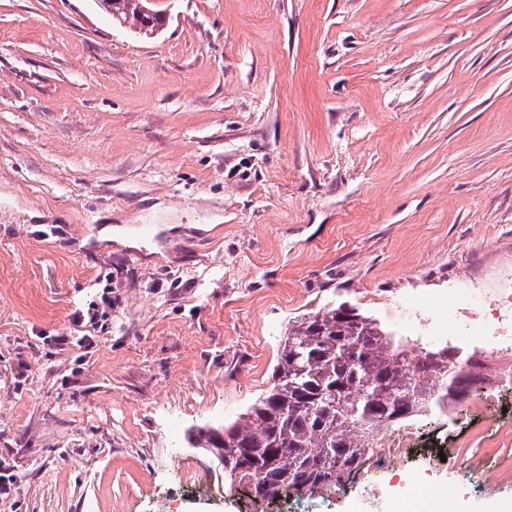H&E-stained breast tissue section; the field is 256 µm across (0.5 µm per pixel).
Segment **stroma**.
I'll use <instances>...</instances> for the list:
<instances>
[{
    "label": "stroma",
    "instance_id": "stroma-1",
    "mask_svg": "<svg viewBox=\"0 0 512 512\" xmlns=\"http://www.w3.org/2000/svg\"><path fill=\"white\" fill-rule=\"evenodd\" d=\"M153 2L145 37L0 0V512H278L188 432L268 389L289 321L344 302L426 336L512 277V0ZM366 480L291 501L512 504Z\"/></svg>",
    "mask_w": 512,
    "mask_h": 512
}]
</instances>
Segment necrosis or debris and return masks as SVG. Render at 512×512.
<instances>
[{
	"label": "necrosis or debris",
	"mask_w": 512,
	"mask_h": 512,
	"mask_svg": "<svg viewBox=\"0 0 512 512\" xmlns=\"http://www.w3.org/2000/svg\"><path fill=\"white\" fill-rule=\"evenodd\" d=\"M469 308L493 319L496 335H486L470 326L461 332L451 322L438 326L439 338L477 353L479 360L471 367L477 378L493 385L512 381V281L472 292ZM446 414L454 418L458 436L427 441L416 425H399L377 437L375 460L387 462L402 478L413 469L426 474L443 466L455 469L461 476L459 483L424 484V491L437 498H449L470 488L469 477L475 471L480 474L478 483L483 488L512 479V458L503 456L490 464L484 454L475 450L476 445L487 444L488 440L500 442L512 435V398L455 404L447 408Z\"/></svg>",
	"instance_id": "1"
}]
</instances>
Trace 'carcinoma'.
I'll list each match as a JSON object with an SVG mask.
<instances>
[{"instance_id": "cac0c4a2", "label": "carcinoma", "mask_w": 512, "mask_h": 512, "mask_svg": "<svg viewBox=\"0 0 512 512\" xmlns=\"http://www.w3.org/2000/svg\"><path fill=\"white\" fill-rule=\"evenodd\" d=\"M112 20L151 35L166 16L150 0H112ZM468 360L445 343L415 362L377 320L320 308L288 323L267 392L230 426L190 431L189 444L217 452L232 488L330 491L355 479L376 433L464 401Z\"/></svg>"}]
</instances>
